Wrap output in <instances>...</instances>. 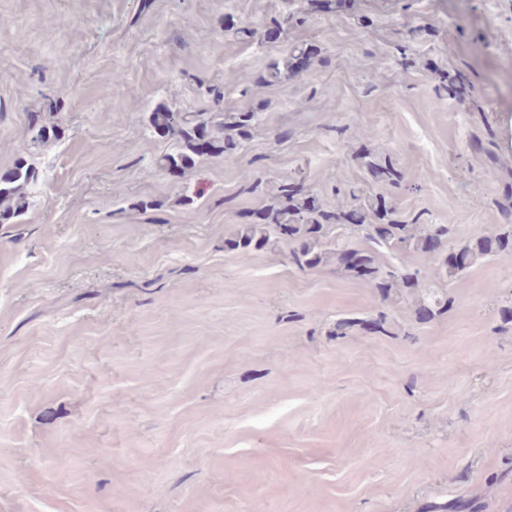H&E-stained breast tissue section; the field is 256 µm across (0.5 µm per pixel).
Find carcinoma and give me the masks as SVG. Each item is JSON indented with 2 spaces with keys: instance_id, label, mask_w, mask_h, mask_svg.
Here are the masks:
<instances>
[{
  "instance_id": "obj_1",
  "label": "carcinoma",
  "mask_w": 512,
  "mask_h": 512,
  "mask_svg": "<svg viewBox=\"0 0 512 512\" xmlns=\"http://www.w3.org/2000/svg\"><path fill=\"white\" fill-rule=\"evenodd\" d=\"M260 120L255 112H162L154 116V127L163 135L177 137L181 149L165 155L166 167L181 175L207 156L224 154L236 146L235 137L244 138ZM448 229L441 224H416L401 216L391 201L369 199L354 210L340 205L328 211L295 184L283 181L260 224H242L224 246L231 251H275L291 245L292 262L302 270L332 267L345 277L363 280L388 291L405 288L419 291L416 314H434L441 303L443 278L459 276L478 257L512 249V224L454 251L453 262L442 261L430 275L403 272L379 259L385 250L395 255L412 252L442 254L447 250Z\"/></svg>"
}]
</instances>
